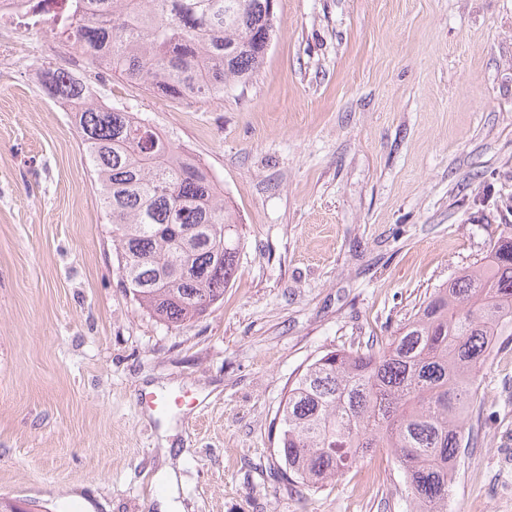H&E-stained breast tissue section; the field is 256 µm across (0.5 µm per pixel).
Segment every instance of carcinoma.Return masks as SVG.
Returning a JSON list of instances; mask_svg holds the SVG:
<instances>
[{"label": "carcinoma", "mask_w": 512, "mask_h": 512, "mask_svg": "<svg viewBox=\"0 0 512 512\" xmlns=\"http://www.w3.org/2000/svg\"><path fill=\"white\" fill-rule=\"evenodd\" d=\"M274 27L270 0H67L50 32L90 68L179 101L221 99L229 82L247 83ZM37 82L72 111L139 307L179 326L222 301L245 239L209 172L137 113L100 102L83 79L44 66ZM501 336H512V225L478 269L433 289L394 336L304 368L279 415L283 475L316 488L388 450L413 512H448V471L473 431L467 412Z\"/></svg>", "instance_id": "obj_1"}]
</instances>
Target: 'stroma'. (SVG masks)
Segmentation results:
<instances>
[{
    "instance_id": "35a3bbf8",
    "label": "stroma",
    "mask_w": 512,
    "mask_h": 512,
    "mask_svg": "<svg viewBox=\"0 0 512 512\" xmlns=\"http://www.w3.org/2000/svg\"><path fill=\"white\" fill-rule=\"evenodd\" d=\"M252 81L174 102L0 22V500L26 512H409L385 451L307 490L278 410L327 351L387 340L512 225V0H275ZM77 69L205 165L246 248L224 300L170 327L121 282L69 112ZM448 512H512V338L468 413Z\"/></svg>"
}]
</instances>
